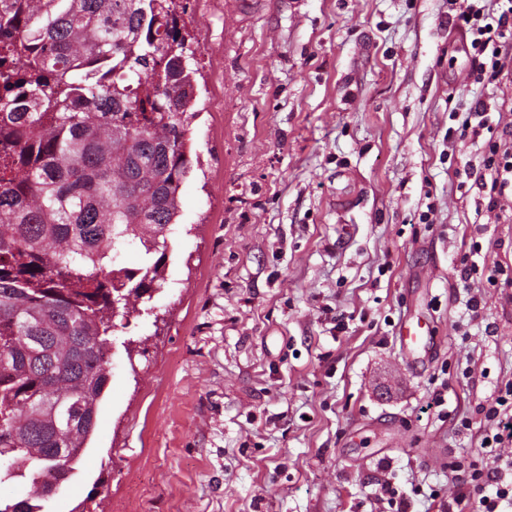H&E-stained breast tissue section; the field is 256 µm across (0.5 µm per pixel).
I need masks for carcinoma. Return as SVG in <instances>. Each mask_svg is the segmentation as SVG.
<instances>
[{"mask_svg":"<svg viewBox=\"0 0 512 512\" xmlns=\"http://www.w3.org/2000/svg\"><path fill=\"white\" fill-rule=\"evenodd\" d=\"M176 24L175 0L0 11V485L43 487L87 448L116 319L159 276L197 117Z\"/></svg>","mask_w":512,"mask_h":512,"instance_id":"obj_1","label":"carcinoma"}]
</instances>
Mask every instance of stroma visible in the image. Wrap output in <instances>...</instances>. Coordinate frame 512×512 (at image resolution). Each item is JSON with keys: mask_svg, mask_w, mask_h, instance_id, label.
Here are the masks:
<instances>
[{"mask_svg": "<svg viewBox=\"0 0 512 512\" xmlns=\"http://www.w3.org/2000/svg\"><path fill=\"white\" fill-rule=\"evenodd\" d=\"M180 6L199 162L44 512H448L512 384V193L487 210L474 180L512 146V77L477 81L448 0ZM421 329H423L422 325L417 323V328H415L409 321L404 322L399 327L398 333L402 347L409 353H415L417 349L426 344Z\"/></svg>", "mask_w": 512, "mask_h": 512, "instance_id": "35a3bbf8", "label": "stroma"}]
</instances>
